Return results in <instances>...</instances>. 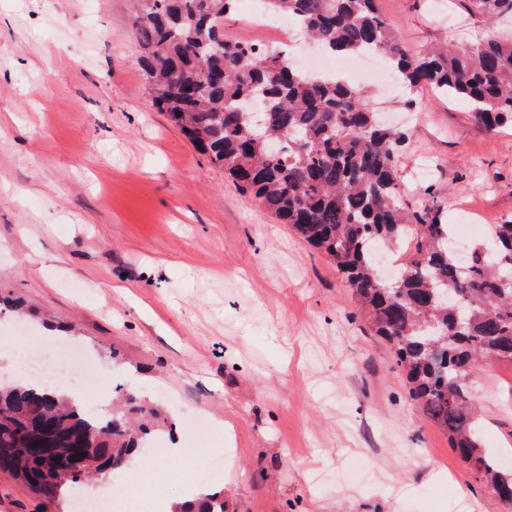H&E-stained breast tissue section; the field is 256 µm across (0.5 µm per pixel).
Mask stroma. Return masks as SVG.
<instances>
[{
	"instance_id": "stroma-1",
	"label": "stroma",
	"mask_w": 512,
	"mask_h": 512,
	"mask_svg": "<svg viewBox=\"0 0 512 512\" xmlns=\"http://www.w3.org/2000/svg\"><path fill=\"white\" fill-rule=\"evenodd\" d=\"M413 49L484 28L434 0H380ZM131 0H0V315L69 346L224 451L209 490L228 512H506L425 416L390 344L335 265L240 192L160 112L138 62ZM408 125L403 190L435 189L512 219V125L486 133L461 100L367 87ZM417 102L407 111V98ZM482 439L512 449V363L473 375ZM0 473V512H66Z\"/></svg>"
}]
</instances>
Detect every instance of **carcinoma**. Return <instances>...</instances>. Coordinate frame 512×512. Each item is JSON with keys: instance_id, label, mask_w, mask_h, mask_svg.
<instances>
[{"instance_id": "obj_1", "label": "carcinoma", "mask_w": 512, "mask_h": 512, "mask_svg": "<svg viewBox=\"0 0 512 512\" xmlns=\"http://www.w3.org/2000/svg\"><path fill=\"white\" fill-rule=\"evenodd\" d=\"M489 27L512 0H463ZM332 54L375 51L414 91L460 99L494 134L512 122V39L487 35L460 47L409 50L378 0H264ZM237 0H134L147 89L162 111L237 189L252 194L343 274L376 333L394 347L427 417L450 435L487 486L512 497V461L486 447L461 379L494 355L512 362V220L490 226L496 248L473 246L462 267L448 252L443 207L403 198L402 146L409 134L379 123L368 91L310 79L280 51L224 38ZM414 254L395 280L379 275L372 244ZM449 289L461 302L439 303ZM173 428L158 405L115 385L108 417L36 383L0 379V473L54 500L69 484L124 467L153 436ZM180 512H226L211 491Z\"/></svg>"}]
</instances>
